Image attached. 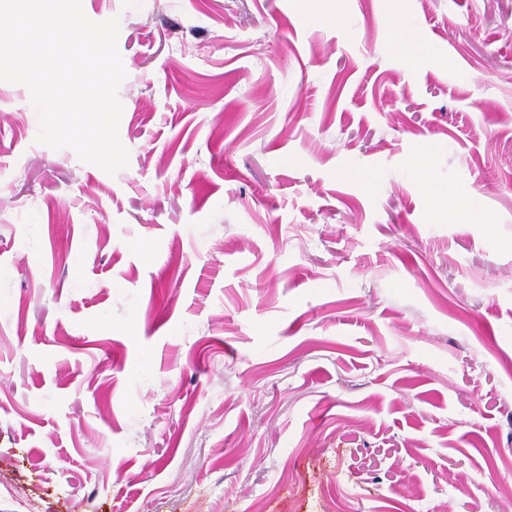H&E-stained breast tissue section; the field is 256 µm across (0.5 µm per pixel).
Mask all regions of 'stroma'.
Instances as JSON below:
<instances>
[{"label": "stroma", "mask_w": 512, "mask_h": 512, "mask_svg": "<svg viewBox=\"0 0 512 512\" xmlns=\"http://www.w3.org/2000/svg\"><path fill=\"white\" fill-rule=\"evenodd\" d=\"M82 6L129 163L0 82V512H512V0Z\"/></svg>", "instance_id": "1"}]
</instances>
